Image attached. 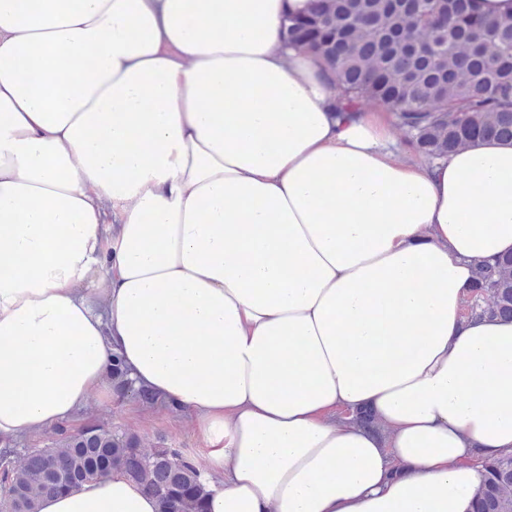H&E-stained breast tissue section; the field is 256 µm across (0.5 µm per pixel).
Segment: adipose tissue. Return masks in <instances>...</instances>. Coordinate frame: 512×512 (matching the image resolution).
I'll use <instances>...</instances> for the list:
<instances>
[{
    "instance_id": "ef3b65f1",
    "label": "adipose tissue",
    "mask_w": 512,
    "mask_h": 512,
    "mask_svg": "<svg viewBox=\"0 0 512 512\" xmlns=\"http://www.w3.org/2000/svg\"><path fill=\"white\" fill-rule=\"evenodd\" d=\"M311 0H0V446L185 409L207 512H472L512 453V143L421 159L287 47ZM370 408L387 438L341 419ZM38 512H158L121 471ZM470 293L468 314L512 320V254L479 267Z\"/></svg>"
}]
</instances>
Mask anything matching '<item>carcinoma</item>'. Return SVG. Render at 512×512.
<instances>
[{
  "mask_svg": "<svg viewBox=\"0 0 512 512\" xmlns=\"http://www.w3.org/2000/svg\"><path fill=\"white\" fill-rule=\"evenodd\" d=\"M288 46L322 58L338 92V111L365 99L396 107L395 123L419 154L436 159L477 140L512 142V15L486 19L474 0H314L289 20ZM490 301H485V298ZM470 315L512 320V254L475 272ZM115 400L168 401L137 383L121 356L109 371ZM0 448L11 497L0 512H37L47 493L107 478L120 468L153 496L159 512H204L207 481L178 448H140L137 435L88 422L60 431L51 448L11 466ZM475 512H512V454L484 463Z\"/></svg>",
  "mask_w": 512,
  "mask_h": 512,
  "instance_id": "carcinoma-1",
  "label": "carcinoma"
}]
</instances>
